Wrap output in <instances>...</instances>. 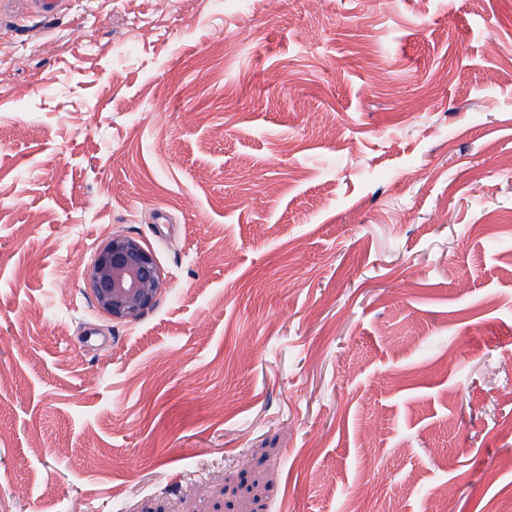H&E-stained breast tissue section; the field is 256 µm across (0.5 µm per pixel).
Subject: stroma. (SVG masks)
<instances>
[{"label":"stroma","mask_w":512,"mask_h":512,"mask_svg":"<svg viewBox=\"0 0 512 512\" xmlns=\"http://www.w3.org/2000/svg\"><path fill=\"white\" fill-rule=\"evenodd\" d=\"M372 466L369 512L512 498V0H0V512H355ZM84 279L97 308L133 321L153 308L163 280L153 255L134 237L112 235L96 252Z\"/></svg>","instance_id":"1"}]
</instances>
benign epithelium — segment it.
I'll return each instance as SVG.
<instances>
[{
  "mask_svg": "<svg viewBox=\"0 0 512 512\" xmlns=\"http://www.w3.org/2000/svg\"><path fill=\"white\" fill-rule=\"evenodd\" d=\"M84 279L97 308L133 321L157 304L163 280L153 255L134 237L117 234L96 252Z\"/></svg>",
  "mask_w": 512,
  "mask_h": 512,
  "instance_id": "obj_1",
  "label": "benign epithelium"
}]
</instances>
